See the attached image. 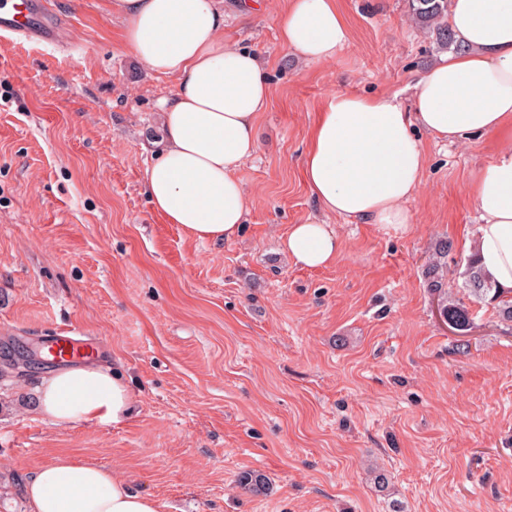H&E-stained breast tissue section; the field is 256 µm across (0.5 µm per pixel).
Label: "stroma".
<instances>
[{"label": "stroma", "instance_id": "1", "mask_svg": "<svg viewBox=\"0 0 512 512\" xmlns=\"http://www.w3.org/2000/svg\"><path fill=\"white\" fill-rule=\"evenodd\" d=\"M246 5L224 0V42L261 55L272 95L229 242L188 239L151 208L143 175L174 84L116 40L104 0H48L66 47L0 46V512H28L25 484L61 457L163 512H512V323L466 273V186L498 142L422 135L412 223L327 216L336 262L295 265L284 236L321 215L302 175L318 112L335 92L412 111L440 51L409 0H342L347 46L306 64L279 41L282 0ZM442 239L463 334L426 283ZM70 328L129 377V420L60 429L38 412L49 364L34 349ZM252 471L265 490L241 484Z\"/></svg>", "mask_w": 512, "mask_h": 512}]
</instances>
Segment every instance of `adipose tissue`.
<instances>
[{
    "mask_svg": "<svg viewBox=\"0 0 512 512\" xmlns=\"http://www.w3.org/2000/svg\"><path fill=\"white\" fill-rule=\"evenodd\" d=\"M278 38L306 63L332 61L350 30L337 0H283ZM122 38L175 88L161 103L162 145L144 170L154 210L197 241L235 239L250 200L235 172L257 150L256 125L271 88L255 52L224 44V0H106ZM448 25L460 51L441 55L413 85V112L394 98L333 93L314 125L304 180L328 214L402 226L422 180L417 130L449 141L494 134L501 147L467 191L478 208L475 260L500 297L512 299V0H451ZM342 244L331 225H291L283 249L294 264H333ZM39 412L58 428L120 423L135 402L118 369L85 363L54 369L37 390ZM29 512H162L98 463L62 458L26 487Z\"/></svg>",
    "mask_w": 512,
    "mask_h": 512,
    "instance_id": "1",
    "label": "adipose tissue"
}]
</instances>
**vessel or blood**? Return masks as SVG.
Segmentation results:
<instances>
[{"instance_id": "b4317fda", "label": "vessel or blood", "mask_w": 512, "mask_h": 512, "mask_svg": "<svg viewBox=\"0 0 512 512\" xmlns=\"http://www.w3.org/2000/svg\"><path fill=\"white\" fill-rule=\"evenodd\" d=\"M61 27L47 7L46 0H0V42L7 44L14 39L44 46L56 44ZM48 362L69 365L90 359L94 351L63 330L49 336L43 346Z\"/></svg>"}]
</instances>
